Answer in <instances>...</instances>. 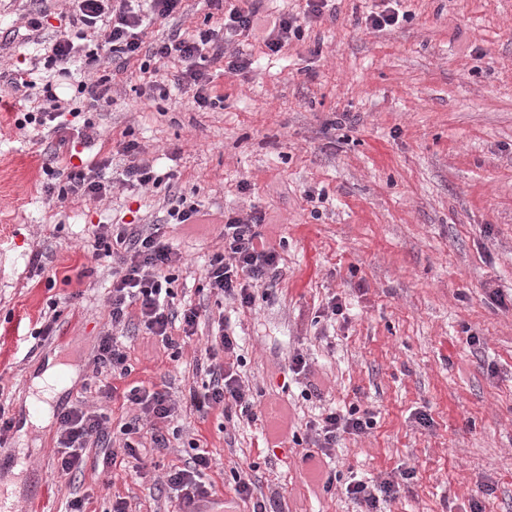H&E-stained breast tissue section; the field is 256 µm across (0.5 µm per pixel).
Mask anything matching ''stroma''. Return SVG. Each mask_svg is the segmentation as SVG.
<instances>
[{
    "label": "stroma",
    "mask_w": 512,
    "mask_h": 512,
    "mask_svg": "<svg viewBox=\"0 0 512 512\" xmlns=\"http://www.w3.org/2000/svg\"><path fill=\"white\" fill-rule=\"evenodd\" d=\"M300 0H260L258 25L232 37L250 69L214 79L222 106L201 111L170 88L150 98L139 60L120 73L110 106L91 113L98 135L76 144L83 161L124 160L122 132L145 159L173 171L171 187L115 186L108 198H48L42 165L50 140L0 109V402L12 428L0 457V512H176L160 480L184 465L190 440L212 457L208 481L230 499L231 469L255 464L254 479L274 512H357L344 492L354 479L403 471L396 498L379 512H512V0H398V24L367 30L381 0H335L334 14L304 24L280 52L263 43L267 22ZM33 0H0V69L45 62L44 47L70 29L66 0H48L39 40L15 29ZM186 14L155 23L148 38L191 33L222 13L187 0ZM195 197L198 223L168 224L181 252L172 288L198 301L203 263L221 251L224 214L263 217L266 246L280 255L272 284L254 287L252 308L212 305L237 336L240 376L254 396L252 422L180 412L179 434L157 468L112 466L108 448L85 453L81 474L59 477L57 415L84 402L105 408L119 439L131 411L122 397L100 403L94 371L110 324L111 261L95 260L94 225L162 216L169 191ZM342 305L332 314L329 300ZM58 331L42 346L32 334L50 309ZM209 327L179 352L128 330L126 384L168 387L181 399L201 386L196 368ZM302 353L310 375L289 367ZM62 366L44 424L33 422V383ZM370 409L372 429L347 434L330 451L336 481L323 491L302 464L306 422L350 405Z\"/></svg>",
    "instance_id": "35a3bbf8"
}]
</instances>
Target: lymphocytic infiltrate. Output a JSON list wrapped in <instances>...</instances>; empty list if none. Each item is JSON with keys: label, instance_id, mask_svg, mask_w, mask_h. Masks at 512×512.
Listing matches in <instances>:
<instances>
[{"label": "lymphocytic infiltrate", "instance_id": "obj_1", "mask_svg": "<svg viewBox=\"0 0 512 512\" xmlns=\"http://www.w3.org/2000/svg\"><path fill=\"white\" fill-rule=\"evenodd\" d=\"M75 9L72 23L78 29L76 36L66 34L56 38L46 63L57 67L60 74H67L69 65L76 57H83L90 73L81 81L73 98L63 99L45 90L43 100L36 110L25 112L17 119L18 129L38 126L54 135L59 144H66L69 130H76L81 141H92L97 133L91 120H83L80 127H72L71 118H82V112L92 107H104L112 102V85L117 74L123 72L131 60L147 57L163 63H176L173 74L175 85L191 92L199 109L215 105L213 93V65H221L223 71L236 73L250 68L249 59L236 54H226L228 36L249 32L254 24V10L224 8L223 0H210L215 7L224 8L221 25L200 28L190 35L172 31L167 38L146 41L145 29L152 22L165 21L182 15L186 0H72ZM332 0H304L301 13L278 14L266 39L267 48L280 52L293 38L301 34L302 21L323 17L333 11ZM103 38L112 61V71L98 74L100 62L98 49L87 48L86 40ZM121 155L126 159L119 182L132 187L159 186L172 180V173L158 172L143 157L141 145L133 139L118 142ZM110 159L104 158L81 165L69 164L59 153H51L43 167L46 176L45 189L64 200L103 199L112 192L115 182L107 174ZM201 215L199 203L185 195H174L162 224H193ZM260 216L247 218L230 213L224 217V248L211 255L204 265V279L209 293L237 301L240 307L249 308L255 303L253 287L275 277L280 257L274 249L260 245ZM162 224H100L93 232V256L95 259L112 258L118 268L112 271L108 304L111 328L101 336L94 366L109 370L113 377L126 378L131 373L128 356L116 331L126 326L131 315L130 307L139 310L138 319L151 335L160 338L165 347L179 348L173 329H182L185 336H192L206 309L202 305H178L171 289V269L181 260L180 254L162 238ZM204 351L208 360L204 371L206 382L201 388H190L185 402L171 398L164 390L150 391L140 385H131L123 391L114 386L98 388L101 399H112L121 394L124 403L137 408L138 414L125 423V437L121 451L124 457L133 459L134 471L147 468L148 462L139 452L140 439H149L156 449L168 448L169 424L179 409L207 418L215 409L224 413L241 410L252 412L254 397L243 385L238 369L242 364L239 344L225 328H217L208 336ZM109 416L104 409L90 410L76 404L61 411L57 416V444L60 448L58 474L68 477L80 472L84 465V451L89 444L106 441ZM373 424L369 410L354 406L347 411L331 410L306 426L311 447L301 461L307 466L322 465L330 448L346 434H360ZM193 452L188 465L169 469L164 484L173 491L180 508L189 512L211 497L212 492L204 477L212 467L207 449L191 443ZM402 476H390L381 482L356 481L348 483L345 491L360 508V512H376L380 499L399 493Z\"/></svg>", "mask_w": 512, "mask_h": 512}]
</instances>
